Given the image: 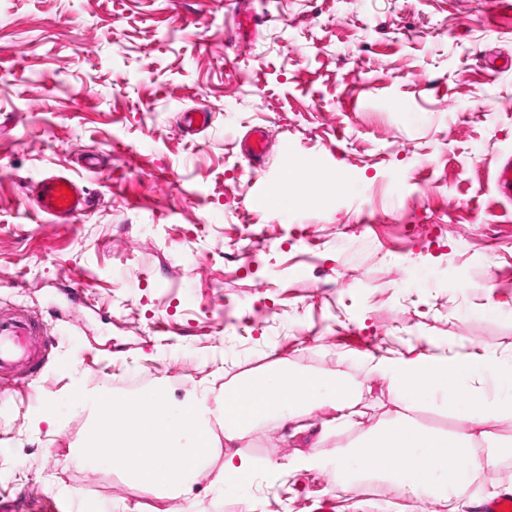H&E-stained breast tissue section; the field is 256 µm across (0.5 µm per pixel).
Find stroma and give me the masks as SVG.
Listing matches in <instances>:
<instances>
[{"label":"stroma","instance_id":"obj_1","mask_svg":"<svg viewBox=\"0 0 512 512\" xmlns=\"http://www.w3.org/2000/svg\"><path fill=\"white\" fill-rule=\"evenodd\" d=\"M488 0H0V308L37 312L49 359L0 400V496L61 512H470L512 490V455L479 461L455 503L308 469L320 414L246 456L253 485L194 504L79 451L87 390L163 388L180 400L287 359L360 382L361 422L395 409L368 356L478 349L512 362V29ZM255 26L237 33L236 16ZM202 107L210 126L179 124ZM270 149L253 172L242 143ZM93 155L101 170L78 166ZM347 187L267 200L295 162ZM67 169L93 200L70 223L35 211L34 181ZM268 151V140L262 127L251 130L244 143V152L249 160L260 161Z\"/></svg>","mask_w":512,"mask_h":512}]
</instances>
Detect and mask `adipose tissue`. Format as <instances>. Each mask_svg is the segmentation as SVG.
<instances>
[{
  "label": "adipose tissue",
  "mask_w": 512,
  "mask_h": 512,
  "mask_svg": "<svg viewBox=\"0 0 512 512\" xmlns=\"http://www.w3.org/2000/svg\"><path fill=\"white\" fill-rule=\"evenodd\" d=\"M366 365L383 374L401 404L440 399L449 411L467 412V427L460 434L441 433L414 427L408 415L397 413L376 427L360 429L337 454V480L349 478L348 463L357 459L367 477L452 501L471 482L474 449L486 448L490 462L512 452V437L490 429L501 417L512 416V365L476 352L371 357ZM361 391V384L342 372H301L284 359L235 377L212 401L192 395L175 402L162 389L120 398L100 390L91 399L96 426L83 453L109 462L140 485L188 502L198 474L213 456L211 419L224 423V481L242 486L255 480L256 470L240 449L261 425L325 411L328 426L354 427Z\"/></svg>",
  "instance_id": "adipose-tissue-1"
}]
</instances>
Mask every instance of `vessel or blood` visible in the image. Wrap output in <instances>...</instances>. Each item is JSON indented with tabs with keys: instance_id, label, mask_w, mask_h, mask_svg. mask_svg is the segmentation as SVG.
<instances>
[{
	"instance_id": "1",
	"label": "vessel or blood",
	"mask_w": 512,
	"mask_h": 512,
	"mask_svg": "<svg viewBox=\"0 0 512 512\" xmlns=\"http://www.w3.org/2000/svg\"><path fill=\"white\" fill-rule=\"evenodd\" d=\"M268 151L263 128H253L244 143L249 160L259 161ZM92 205L86 185L69 170L48 174L36 185L37 211L50 223L66 224ZM51 338L45 322L37 315L22 311H0V382H18L29 375L48 356Z\"/></svg>"
}]
</instances>
